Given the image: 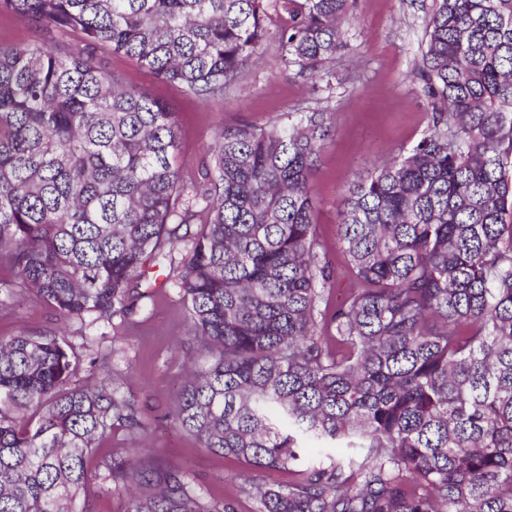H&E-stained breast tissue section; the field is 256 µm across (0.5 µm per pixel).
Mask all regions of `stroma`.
<instances>
[{"instance_id": "1", "label": "stroma", "mask_w": 512, "mask_h": 512, "mask_svg": "<svg viewBox=\"0 0 512 512\" xmlns=\"http://www.w3.org/2000/svg\"><path fill=\"white\" fill-rule=\"evenodd\" d=\"M431 5L432 0H355L344 26L343 77L329 84L294 78L272 44L235 86L207 101L159 83L129 58L104 54L100 61L177 112L181 147L176 167L187 182L198 179L207 160L205 148L221 128L243 122L271 126L285 121L289 113L316 108L331 112L333 129L321 148L312 186L319 250L342 268L346 258L336 240V222L348 185L364 178L374 163L410 149L427 129L428 103L412 71ZM149 273L156 287L126 318H66L28 295L18 297L10 312L0 315V336H65L77 355L72 382L115 380L140 411L146 425L143 437L133 438L128 429L114 425L93 450L87 490L91 512H126L128 496L113 490L105 464L134 445L143 448L145 463L181 466L213 497L231 494L243 470L242 464L201 448L169 416L196 344L188 332L187 307L171 281L172 268L153 267Z\"/></svg>"}]
</instances>
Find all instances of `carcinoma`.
Instances as JSON below:
<instances>
[{
	"instance_id": "1",
	"label": "carcinoma",
	"mask_w": 512,
	"mask_h": 512,
	"mask_svg": "<svg viewBox=\"0 0 512 512\" xmlns=\"http://www.w3.org/2000/svg\"><path fill=\"white\" fill-rule=\"evenodd\" d=\"M351 2L0 0L80 39L0 45V311L24 293L68 318L130 315L148 264L185 244L201 360L171 417L247 467L237 495L207 497L133 448L106 463L127 512H238L242 495L256 512H512V0H433L428 127L348 185L336 295L311 189L331 113L225 127L185 183L176 113L94 55L201 99L267 42L294 77L328 80ZM73 358L56 333L0 336V512H90L96 441L141 426L112 383H71Z\"/></svg>"
}]
</instances>
